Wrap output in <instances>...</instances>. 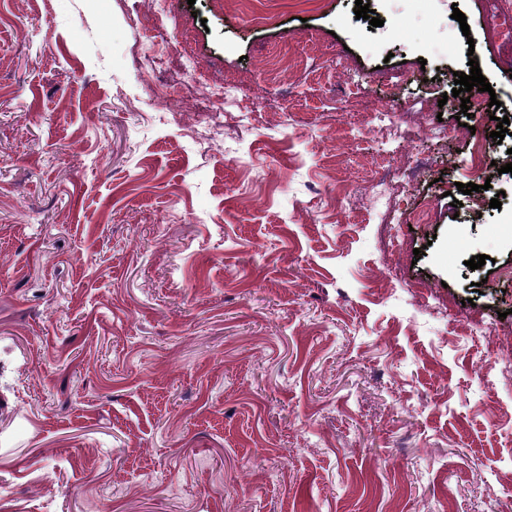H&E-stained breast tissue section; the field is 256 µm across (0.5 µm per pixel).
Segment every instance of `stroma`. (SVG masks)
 I'll list each match as a JSON object with an SVG mask.
<instances>
[{"mask_svg": "<svg viewBox=\"0 0 512 512\" xmlns=\"http://www.w3.org/2000/svg\"><path fill=\"white\" fill-rule=\"evenodd\" d=\"M369 3L0 0V512H512V173L455 189L512 139L446 76L512 114L497 13ZM216 75L284 111L216 118Z\"/></svg>", "mask_w": 512, "mask_h": 512, "instance_id": "stroma-1", "label": "stroma"}]
</instances>
